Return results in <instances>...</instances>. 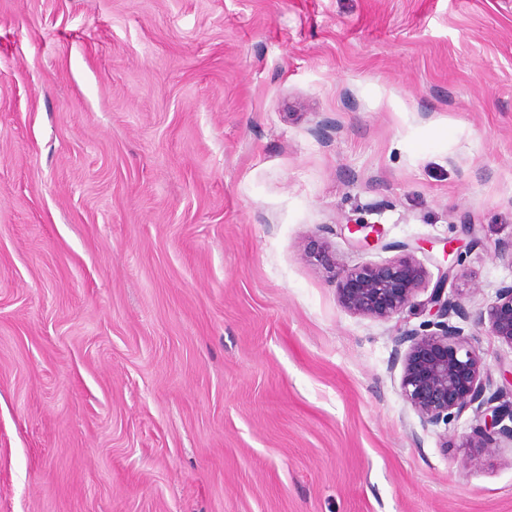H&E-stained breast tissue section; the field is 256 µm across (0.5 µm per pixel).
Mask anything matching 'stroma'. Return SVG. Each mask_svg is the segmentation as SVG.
<instances>
[{
    "label": "stroma",
    "instance_id": "obj_1",
    "mask_svg": "<svg viewBox=\"0 0 512 512\" xmlns=\"http://www.w3.org/2000/svg\"><path fill=\"white\" fill-rule=\"evenodd\" d=\"M314 239L512 284V0H0V512H512Z\"/></svg>",
    "mask_w": 512,
    "mask_h": 512
}]
</instances>
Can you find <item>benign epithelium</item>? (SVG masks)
I'll return each instance as SVG.
<instances>
[{
    "mask_svg": "<svg viewBox=\"0 0 512 512\" xmlns=\"http://www.w3.org/2000/svg\"><path fill=\"white\" fill-rule=\"evenodd\" d=\"M381 264H366L351 269H336V260L323 242L311 241L308 253L322 262L336 281L341 305L349 312L387 319L415 305L426 271L407 253ZM435 320L431 330L411 329L398 339L396 347L406 346L403 355L401 394L426 422L449 424L471 410L484 417L474 427L467 446L490 453L504 440L512 443V402L501 401L503 393L492 390L489 366L472 348L461 327L452 319H471L467 308L445 294L439 285L421 303ZM474 322L487 335L512 347V285L496 292L487 312Z\"/></svg>",
    "mask_w": 512,
    "mask_h": 512,
    "instance_id": "benign-epithelium-1",
    "label": "benign epithelium"
}]
</instances>
